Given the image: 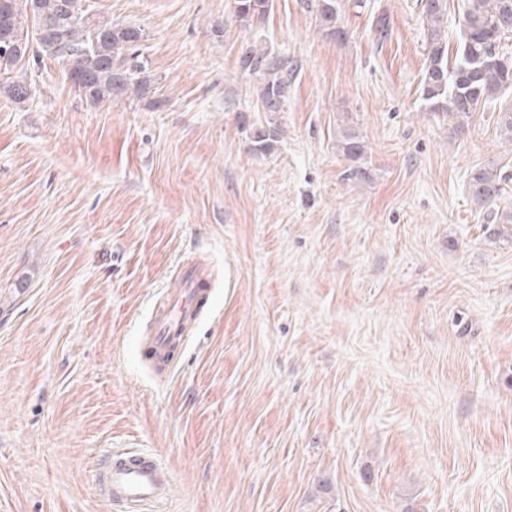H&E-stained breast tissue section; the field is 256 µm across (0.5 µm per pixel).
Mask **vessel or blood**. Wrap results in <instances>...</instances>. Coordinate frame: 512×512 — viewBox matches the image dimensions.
I'll return each instance as SVG.
<instances>
[{
	"label": "vessel or blood",
	"mask_w": 512,
	"mask_h": 512,
	"mask_svg": "<svg viewBox=\"0 0 512 512\" xmlns=\"http://www.w3.org/2000/svg\"><path fill=\"white\" fill-rule=\"evenodd\" d=\"M209 271L194 262L183 263L177 286L166 297L154 319L151 336L145 344L162 358L190 336L205 304ZM170 474L155 457L145 453L112 454L102 471L101 490L128 512H147L151 505L167 499Z\"/></svg>",
	"instance_id": "obj_1"
}]
</instances>
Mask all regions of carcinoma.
Segmentation results:
<instances>
[{
  "label": "carcinoma",
  "instance_id": "obj_1",
  "mask_svg": "<svg viewBox=\"0 0 512 512\" xmlns=\"http://www.w3.org/2000/svg\"><path fill=\"white\" fill-rule=\"evenodd\" d=\"M33 8L21 0H0V93L22 103L30 95V84L13 75L21 59L14 43L22 37L36 41L34 55H44L64 65L66 74L82 76L79 95L99 105L121 96L139 98L150 92L154 78L139 53L143 30L134 25L96 20L83 6L84 0H33ZM235 13L253 25L264 21L270 0H234ZM427 27V57L421 79V99L432 112H443L462 124L478 110L499 103L494 120L498 134L512 143V0H464L460 22V44L454 58L448 50V2L428 0L422 6ZM322 26L342 36L337 0H317ZM50 27L49 35L37 40L39 26ZM243 72L259 80L262 111H282L288 88V70L265 49L252 48L240 59ZM272 121L251 128L252 147L270 151L277 139ZM340 152L352 163V174L367 177L360 161L366 148L353 129H344L337 139ZM512 183L506 165L492 161L470 174V200L483 211L493 234L512 243V209H498V201Z\"/></svg>",
  "mask_w": 512,
  "mask_h": 512
}]
</instances>
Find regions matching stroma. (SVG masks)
<instances>
[{
	"mask_svg": "<svg viewBox=\"0 0 512 512\" xmlns=\"http://www.w3.org/2000/svg\"><path fill=\"white\" fill-rule=\"evenodd\" d=\"M84 5L142 29L155 84L94 106L46 57L0 95V512H122L98 475L126 448L170 470L157 512H512V244L468 195L512 146L421 101L417 0H340L341 38L306 0L253 26L233 0ZM250 47L293 71L282 112ZM196 258L208 307L156 371ZM240 67L259 80L262 112H281L288 88V70L283 62L265 49L251 48L241 57ZM277 129L269 119L267 125L260 124L258 127H251L250 140L256 152L266 153L270 151L277 139ZM336 142L340 152L352 163L358 164L353 166L352 174L359 178L367 177L368 175L364 172L360 162L364 157L366 148L359 134L353 129H343ZM209 271L194 262L183 263L177 287L166 297L154 319L152 335L145 340L148 350L164 358L190 336L205 304Z\"/></svg>",
	"mask_w": 512,
	"mask_h": 512,
	"instance_id": "35a3bbf8",
	"label": "stroma"
}]
</instances>
